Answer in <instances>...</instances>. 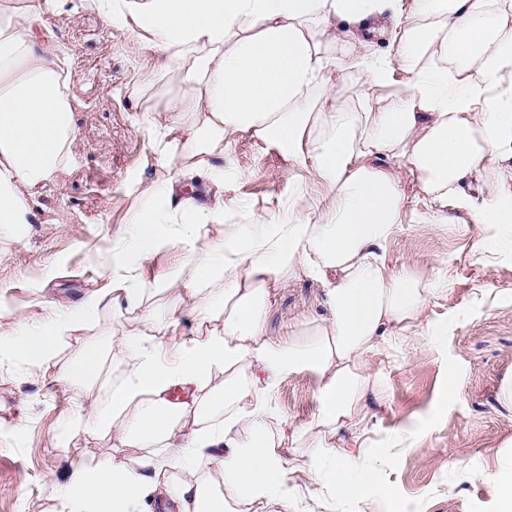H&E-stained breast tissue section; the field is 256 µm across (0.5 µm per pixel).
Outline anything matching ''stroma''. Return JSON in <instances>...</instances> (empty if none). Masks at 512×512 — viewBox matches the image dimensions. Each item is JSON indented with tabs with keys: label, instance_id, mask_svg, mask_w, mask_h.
I'll return each instance as SVG.
<instances>
[{
	"label": "stroma",
	"instance_id": "35a3bbf8",
	"mask_svg": "<svg viewBox=\"0 0 512 512\" xmlns=\"http://www.w3.org/2000/svg\"><path fill=\"white\" fill-rule=\"evenodd\" d=\"M54 42L69 49V91L77 137L66 171L33 201L19 237L0 236V512H54L70 474L112 437L75 418L89 397L106 399L113 377L104 367L90 392L19 358L5 330L37 321L49 308H76L112 286V236L135 202V190L159 174L145 129L160 89L134 93L153 59L150 45L116 27L96 0H67L49 16ZM407 81L394 71L382 88L346 69L336 87L344 108L363 98L390 104ZM228 155L239 175L225 197L271 206L292 189L295 173L249 137ZM474 224L423 231L404 221L386 250L388 265L448 276L427 310L433 336L398 344L382 402L372 404L367 455L379 492L337 501L333 512H499L488 482L512 466V249L486 264L472 252ZM327 313L320 284L299 279L282 288L268 312L270 335L285 337ZM456 399L444 397L448 380ZM312 374L297 372L275 396L298 426L316 412Z\"/></svg>",
	"mask_w": 512,
	"mask_h": 512
}]
</instances>
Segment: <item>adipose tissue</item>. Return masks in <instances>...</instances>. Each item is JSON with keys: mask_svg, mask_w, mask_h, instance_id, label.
<instances>
[{"mask_svg": "<svg viewBox=\"0 0 512 512\" xmlns=\"http://www.w3.org/2000/svg\"><path fill=\"white\" fill-rule=\"evenodd\" d=\"M99 2L155 52L137 93L161 78L173 93L148 120L161 173L112 238L111 288L82 305L131 321L113 320L106 346L64 363L58 348L79 331L77 313L10 332L19 355L75 388L98 375L103 350L123 361L108 403L77 412L110 429L112 445L73 473L58 512H324L371 493L368 400L384 395L395 344L429 335L441 285L385 260L405 212L419 205L427 228L451 223L454 206L512 248V186L481 170L488 154L512 170V0ZM64 3L0 0V230L27 224L67 168L70 54L44 21ZM351 65L375 86L408 74L402 96L340 111L335 85ZM241 135L298 173L276 207L224 200L237 174L226 149ZM183 178L204 183L207 198L180 192ZM178 244L181 261L145 281L143 263ZM301 277L321 285L327 316L298 336L270 335L272 301ZM185 310L201 327L179 338L173 315ZM299 371L316 380L317 415L304 427L275 403Z\"/></svg>", "mask_w": 512, "mask_h": 512, "instance_id": "ef3b65f1", "label": "adipose tissue"}]
</instances>
